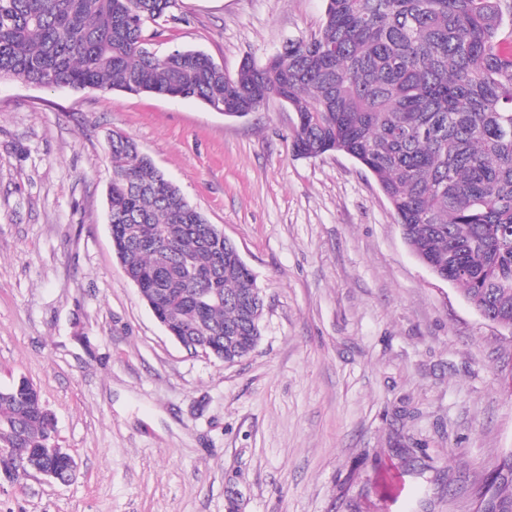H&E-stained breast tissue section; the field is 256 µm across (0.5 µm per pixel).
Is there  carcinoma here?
Returning a JSON list of instances; mask_svg holds the SVG:
<instances>
[{
	"mask_svg": "<svg viewBox=\"0 0 512 512\" xmlns=\"http://www.w3.org/2000/svg\"><path fill=\"white\" fill-rule=\"evenodd\" d=\"M177 0H0V80L75 91L192 98L224 116L277 93L295 112L305 158L343 152L376 179L410 251L512 330V53L500 47L512 0H325L319 32L236 75L208 54L150 48L149 25L175 22ZM112 244L129 280L156 295L161 323L187 350L231 364L261 338V289L228 239L134 140L110 137ZM53 417L26 379L0 389V448L47 453ZM482 512H512V453L490 464Z\"/></svg>",
	"mask_w": 512,
	"mask_h": 512,
	"instance_id": "obj_1",
	"label": "carcinoma"
}]
</instances>
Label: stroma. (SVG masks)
I'll return each instance as SVG.
<instances>
[{
    "instance_id": "obj_1",
    "label": "stroma",
    "mask_w": 512,
    "mask_h": 512,
    "mask_svg": "<svg viewBox=\"0 0 512 512\" xmlns=\"http://www.w3.org/2000/svg\"><path fill=\"white\" fill-rule=\"evenodd\" d=\"M324 0H178L153 49L236 73L321 27ZM295 114L0 81V388L32 382L77 463L0 480V512H475L512 452V330L407 247L372 175L292 151ZM127 133L265 295L233 365L188 353L108 229Z\"/></svg>"
}]
</instances>
